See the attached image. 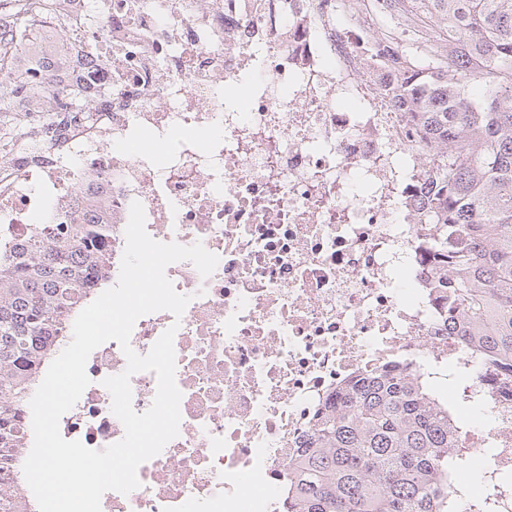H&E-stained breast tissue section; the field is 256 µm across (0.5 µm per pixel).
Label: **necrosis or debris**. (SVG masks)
<instances>
[{"mask_svg": "<svg viewBox=\"0 0 512 512\" xmlns=\"http://www.w3.org/2000/svg\"><path fill=\"white\" fill-rule=\"evenodd\" d=\"M63 0L67 26L41 32L67 73L33 60L51 92L86 107L52 115L51 138L0 165V223L70 218L76 198L124 239L132 202L155 240L202 244L219 258L166 275L191 301L181 319L140 317L147 354L176 327L179 434L102 512H288V465L336 391L386 365L453 364L486 416L455 451L484 456L485 495L512 512V385L440 318L436 264L418 202L425 161L395 102L394 76L369 54L380 31L367 0ZM250 81L246 100L232 90ZM152 148L136 156L130 142ZM126 367L117 342L90 355V384L59 421L63 439L101 450L124 427L105 378Z\"/></svg>", "mask_w": 512, "mask_h": 512, "instance_id": "obj_1", "label": "necrosis or debris"}]
</instances>
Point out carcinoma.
<instances>
[{"label":"carcinoma","mask_w":512,"mask_h":512,"mask_svg":"<svg viewBox=\"0 0 512 512\" xmlns=\"http://www.w3.org/2000/svg\"><path fill=\"white\" fill-rule=\"evenodd\" d=\"M12 3L9 44L24 50L50 22L42 4ZM404 20L435 19L439 42L412 37L377 64L402 81L394 93L422 142L428 168L420 223L452 270L436 287L448 300L447 328L488 362L512 365V0H412ZM0 63V113L27 104L54 109L56 95L29 71ZM71 224L32 217L14 238L0 224V512H37L19 475L30 431L29 401L67 347L69 326L112 282V225L75 210ZM421 369L391 364L336 395L312 445L293 464L294 512H487L466 491L469 457L448 455L457 407Z\"/></svg>","instance_id":"cac0c4a2"}]
</instances>
